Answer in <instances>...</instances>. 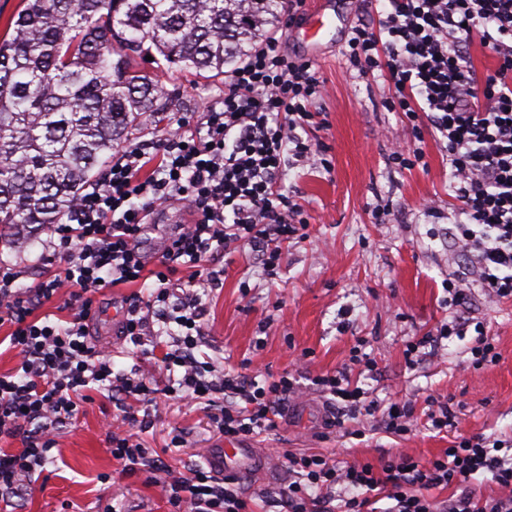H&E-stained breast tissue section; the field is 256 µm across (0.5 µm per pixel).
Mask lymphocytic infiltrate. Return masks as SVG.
I'll return each instance as SVG.
<instances>
[{
  "label": "lymphocytic infiltrate",
  "instance_id": "f902f5d3",
  "mask_svg": "<svg viewBox=\"0 0 512 512\" xmlns=\"http://www.w3.org/2000/svg\"><path fill=\"white\" fill-rule=\"evenodd\" d=\"M377 22L352 27L345 58L359 77L382 72L384 106L402 113L411 139L397 144L391 163L410 170L425 165L419 142L431 132L445 153L460 202L454 238L475 267L488 298H512V0H368ZM490 45L494 70L478 74L469 61L474 41ZM324 82L312 63L290 57L270 36L224 78L221 102L198 116H169V131L122 147L71 218L54 224L44 242L45 271L25 285L27 271L0 262V330L18 363L0 374V506L19 512L31 493V477L51 459L58 429L72 420L93 389L106 391L122 414L106 432L122 474L144 476L160 487L168 512H253L239 483L220 478L203 463L173 475L164 458L140 436L151 425L159 396H188L212 408L217 433L246 439L277 428L285 404L297 393L290 376L276 379L224 369L199 360L202 331L197 288L219 284L210 264L244 250L269 271L283 246L299 236L304 211L288 190L287 161L330 169L302 130L322 112ZM178 202L193 216L170 239L156 266L141 249L149 213ZM191 269L188 291L174 289L180 267ZM128 287L120 338L140 343L153 322L176 324L170 340L153 339L164 384L141 370L112 368V351L92 342L96 296ZM450 304L458 315L436 332L415 337L407 355L435 348L438 340L474 328V369L498 362L483 324L462 317L470 290L453 279ZM65 297V317L43 308ZM314 385L336 398L329 424L381 415L390 433L402 436L419 419L412 405L387 407L364 401L349 369L315 377ZM20 441L18 450L5 448ZM292 477L282 512H512V436L458 437L432 459L398 453L380 466H338L321 453L285 456ZM491 474L500 492L477 496L469 481ZM454 488L435 500L430 490ZM387 508H379L381 500Z\"/></svg>",
  "mask_w": 512,
  "mask_h": 512
}]
</instances>
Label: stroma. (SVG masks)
<instances>
[{"mask_svg": "<svg viewBox=\"0 0 512 512\" xmlns=\"http://www.w3.org/2000/svg\"><path fill=\"white\" fill-rule=\"evenodd\" d=\"M342 21L335 48L314 58L325 81L322 108L326 125L310 130L332 162L330 170L288 165L285 183L295 190L307 217L303 238L284 249L275 273L235 253L214 262L222 287L201 294V352L217 366L254 368L273 376L288 372L295 358L303 368L302 386L290 400L278 428L249 439L258 463L242 491L259 512L279 498L289 482L287 452H323L343 464H379L404 452L421 460L440 454L454 437L512 434V299H487L474 274L449 242L445 231L458 219L459 201L448 178L444 153L426 139L428 169L398 170L387 162L390 137L407 139V121L387 111L383 80H364L350 72L343 51L349 28L364 18L362 0H335ZM138 67L176 92L180 113H199L219 101L224 82L194 71H162L139 59ZM434 201L438 217L424 214ZM389 207L388 223H376L375 207ZM178 206L154 211L143 240L149 257H159L168 237L187 223ZM462 277L471 290V316L483 322L500 354L494 365L471 366V336L442 340L438 351L408 364L412 337L435 331L455 310L448 305V281ZM115 288L100 298L93 324L96 341H109L123 318V296ZM376 363V373L353 365L352 378L366 399H402L424 414L428 398L452 397L458 404L453 427L439 433L424 427L404 436L388 433L381 418L361 420L360 435H345L327 425L330 402L306 386V379L340 370L353 346ZM112 403L95 395L58 433V448L45 464L21 512H97L100 502L117 512H167L159 487L142 477L125 476L113 460L104 425L116 417ZM182 428L186 445L169 447V435ZM146 446L163 452L179 469L221 438L209 412L189 399L160 403L144 433ZM108 482H101V475Z\"/></svg>", "mask_w": 512, "mask_h": 512, "instance_id": "stroma-1", "label": "stroma"}]
</instances>
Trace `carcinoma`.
I'll list each match as a JSON object with an SVG mask.
<instances>
[{"label": "carcinoma", "mask_w": 512, "mask_h": 512, "mask_svg": "<svg viewBox=\"0 0 512 512\" xmlns=\"http://www.w3.org/2000/svg\"><path fill=\"white\" fill-rule=\"evenodd\" d=\"M0 37V245L60 224L146 115L175 106L135 70L222 78L272 34L283 0H21Z\"/></svg>", "instance_id": "1"}]
</instances>
